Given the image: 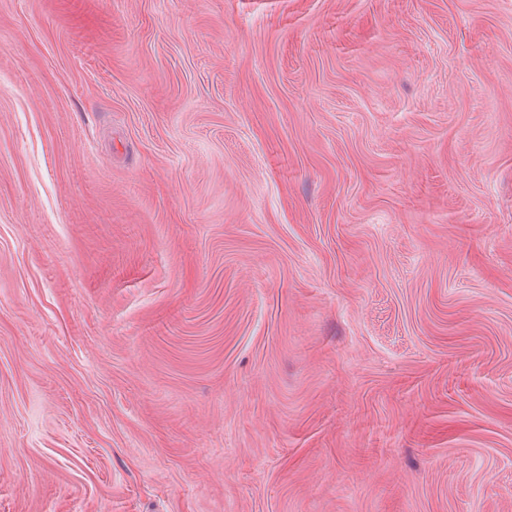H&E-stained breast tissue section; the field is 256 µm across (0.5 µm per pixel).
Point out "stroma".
<instances>
[{
	"label": "stroma",
	"instance_id": "stroma-1",
	"mask_svg": "<svg viewBox=\"0 0 512 512\" xmlns=\"http://www.w3.org/2000/svg\"><path fill=\"white\" fill-rule=\"evenodd\" d=\"M0 512H512V0H0Z\"/></svg>",
	"mask_w": 512,
	"mask_h": 512
}]
</instances>
